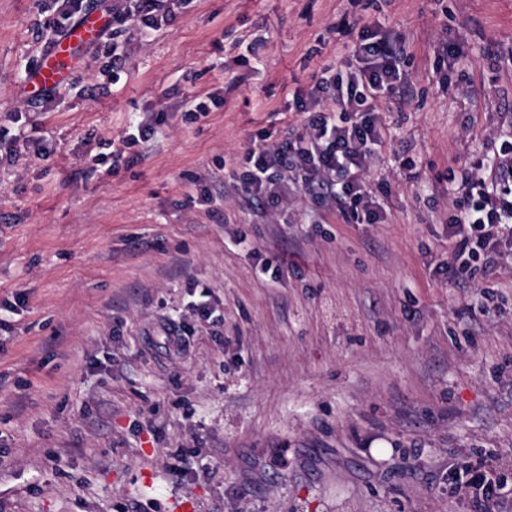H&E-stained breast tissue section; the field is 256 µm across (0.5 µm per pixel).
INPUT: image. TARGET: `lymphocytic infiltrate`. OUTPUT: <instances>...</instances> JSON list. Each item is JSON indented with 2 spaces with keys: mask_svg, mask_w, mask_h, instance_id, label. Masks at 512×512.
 Listing matches in <instances>:
<instances>
[{
  "mask_svg": "<svg viewBox=\"0 0 512 512\" xmlns=\"http://www.w3.org/2000/svg\"><path fill=\"white\" fill-rule=\"evenodd\" d=\"M166 2L64 0L47 43L55 45L91 12L103 11L112 24L102 28L96 48L111 55L113 72H120L128 50L114 44V37L132 26L146 35L169 24L174 15ZM404 52L391 31L366 26L341 65L324 66L314 84L295 88L292 106L303 116L301 131L275 146L250 143L244 153L237 179L249 200L278 201L289 181L335 205L350 223L381 221L382 209L362 175L384 142V100L409 83ZM487 169L488 177H463V201L448 222L446 272L452 280L472 264L493 275L505 248H512V138L501 141Z\"/></svg>",
  "mask_w": 512,
  "mask_h": 512,
  "instance_id": "1",
  "label": "lymphocytic infiltrate"
}]
</instances>
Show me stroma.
Wrapping results in <instances>:
<instances>
[{
    "mask_svg": "<svg viewBox=\"0 0 512 512\" xmlns=\"http://www.w3.org/2000/svg\"><path fill=\"white\" fill-rule=\"evenodd\" d=\"M56 17L0 0V512H475L448 474L482 458L512 512V259L460 285L442 269L458 177L512 136V0H191L127 31L118 87L87 48L35 103ZM374 21L412 80L365 174L385 222L293 185L261 211L207 185L255 136L300 131L289 90ZM133 120L150 148L107 175L91 159ZM164 319L188 355L146 339Z\"/></svg>",
    "mask_w": 512,
    "mask_h": 512,
    "instance_id": "1",
    "label": "stroma"
}]
</instances>
